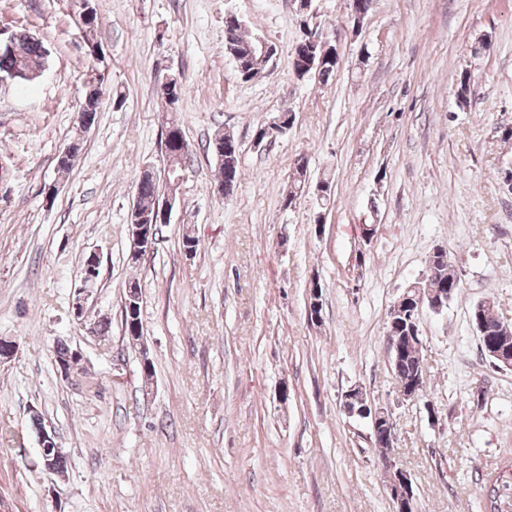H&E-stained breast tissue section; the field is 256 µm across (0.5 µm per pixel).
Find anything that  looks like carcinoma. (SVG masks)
Instances as JSON below:
<instances>
[{
    "mask_svg": "<svg viewBox=\"0 0 512 512\" xmlns=\"http://www.w3.org/2000/svg\"><path fill=\"white\" fill-rule=\"evenodd\" d=\"M87 11V18L82 25V33L85 40L91 42L96 40L99 17L95 0H88V5L84 6ZM258 45V39L246 34L245 28L237 27L233 29H224V47L233 57L236 63L237 71L240 77L246 81L251 80L267 70L266 64L259 60L260 53L255 51ZM46 61L44 43L36 36L20 31L14 35L12 44L6 43L0 45V75H13L14 79L23 83H31L37 79L36 73L41 71ZM105 77L96 73L90 77V83L86 84L83 93V101L80 109L97 116L102 97L104 95L103 84ZM186 91L182 79L173 75L171 83L167 84L164 90L156 89V96L167 107V116L165 118V130L175 134V145L171 148V153L167 157V165L163 172L156 174L152 171H144L136 183L135 198L138 200L136 215L137 222L142 224H152L151 216L154 210V203L165 193L179 194L181 178L184 177V171L190 160L192 149L184 136L182 125L176 116L177 104ZM223 142L230 146V149L222 154V159L218 161L220 170V179L218 185L226 183L239 182L240 171V150L235 138L229 134H217L208 144L207 152L215 153V144ZM80 150V144L72 143V154L67 158H57L55 174L59 179L69 177L74 166V160ZM307 173V161L305 157L298 158L293 166V172L289 175L290 185L283 206L289 207L296 201L298 196L304 190L305 176ZM453 271H444L437 269L428 271L425 278L419 282L423 288H440L443 284L451 281ZM142 302H137L136 312H131L127 304H122V327L125 329V335L135 334L136 329L143 328L141 318ZM482 322L486 331L491 334L498 333L500 318L494 312L490 302L479 307ZM423 360L417 356L408 355L400 360L398 364L392 365V369L397 371L400 379L411 381L419 379V383H424ZM480 496L483 503V512H512V461L503 466L497 477L482 485Z\"/></svg>",
    "mask_w": 512,
    "mask_h": 512,
    "instance_id": "obj_1",
    "label": "carcinoma"
}]
</instances>
